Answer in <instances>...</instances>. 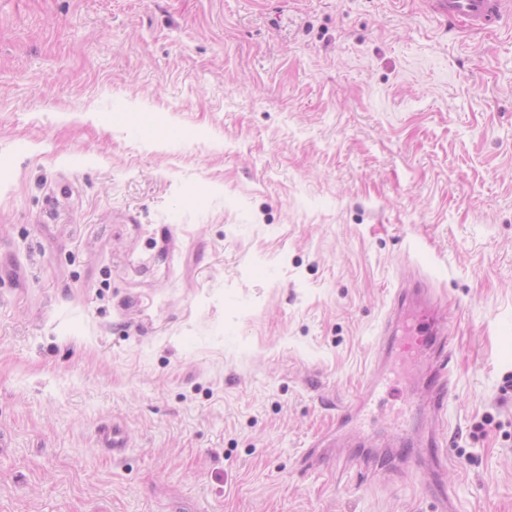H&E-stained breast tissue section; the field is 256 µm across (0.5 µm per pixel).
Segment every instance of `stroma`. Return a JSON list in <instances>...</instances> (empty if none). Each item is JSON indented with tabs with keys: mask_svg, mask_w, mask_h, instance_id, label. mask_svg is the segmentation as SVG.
I'll return each mask as SVG.
<instances>
[{
	"mask_svg": "<svg viewBox=\"0 0 512 512\" xmlns=\"http://www.w3.org/2000/svg\"><path fill=\"white\" fill-rule=\"evenodd\" d=\"M1 160L0 512H512V27L0 0ZM418 276L454 350L442 421L424 354L309 464Z\"/></svg>",
	"mask_w": 512,
	"mask_h": 512,
	"instance_id": "obj_1",
	"label": "stroma"
}]
</instances>
